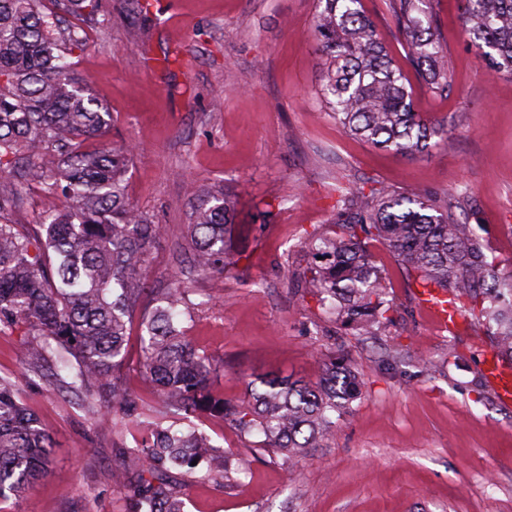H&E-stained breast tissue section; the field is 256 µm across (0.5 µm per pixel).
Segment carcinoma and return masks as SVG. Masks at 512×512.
Wrapping results in <instances>:
<instances>
[{
	"label": "carcinoma",
	"instance_id": "cac0c4a2",
	"mask_svg": "<svg viewBox=\"0 0 512 512\" xmlns=\"http://www.w3.org/2000/svg\"><path fill=\"white\" fill-rule=\"evenodd\" d=\"M314 31L327 76L321 102L350 135L376 148L415 155L431 140L450 139L453 127L415 112L412 90L377 36L360 0H317ZM468 39L490 71L512 75V0H463ZM0 0V174L23 183L0 187V325L23 336L27 369L49 378L99 423L134 417L145 429L124 451L122 469L137 480L123 485L128 512H183L169 480L191 475L192 461L208 465L205 477L236 481L227 451L200 431L203 414L231 419L241 434L263 436L262 447L290 460L327 440L359 393L360 376L331 358L315 383L273 377L252 389L248 404L211 395L216 366L179 324L188 289H172L143 320L140 367L161 395L153 414L139 410L119 381L125 363L127 324L146 292L141 269L160 225L128 202L125 176L134 147L88 148L104 137L111 115L81 83L69 57L83 46L78 28L63 16L95 20L100 0ZM409 65L433 94L454 84L438 33L433 0H389ZM39 185L66 206L39 224H16L26 187ZM331 235L315 236L307 250L302 287L329 304L340 324L357 336L381 335L395 323L387 284L368 243L386 245L416 289L443 290L467 300L498 354L512 359V271L487 261L471 225L459 221L472 196L452 201L433 194L379 187L364 192L336 188ZM187 225L185 256L202 275H224L243 251L226 236L234 208L224 192L198 194ZM52 437L20 400L9 376L0 375V495L21 497L44 477Z\"/></svg>",
	"mask_w": 512,
	"mask_h": 512
}]
</instances>
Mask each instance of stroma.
<instances>
[{"label": "stroma", "instance_id": "1", "mask_svg": "<svg viewBox=\"0 0 512 512\" xmlns=\"http://www.w3.org/2000/svg\"><path fill=\"white\" fill-rule=\"evenodd\" d=\"M101 4L72 63L112 116L104 146L135 148L129 202L162 226L143 271L140 314L170 288H188L181 324L220 366L210 391L235 403L268 377L315 380L335 354L361 374L335 434L297 463L231 421L201 416L200 430L244 472L229 485L187 482L184 512H512V405L498 402L485 376L494 348L483 328L467 315L456 332L441 331L376 241L368 251L397 310L387 335H353L300 286L305 245L331 232L336 185L346 178L441 196L470 190L473 207L461 221L488 261L512 270V76L491 73L469 47L461 0L435 6L452 90L434 96L412 86L415 111L452 122L454 133L414 156L351 138L323 108L317 0H154L145 21L125 0ZM166 52L174 58L167 69L143 68L144 55ZM191 183L234 202L244 257L226 277L194 276L177 261ZM20 341L0 334V375L16 381L55 445L47 477L23 498L0 500V512H128L116 473L140 429L97 426L26 369ZM393 350L403 361L380 363ZM140 356L135 320L121 378L148 409L158 393L138 369ZM420 358L432 361L430 371H419Z\"/></svg>", "mask_w": 512, "mask_h": 512}]
</instances>
